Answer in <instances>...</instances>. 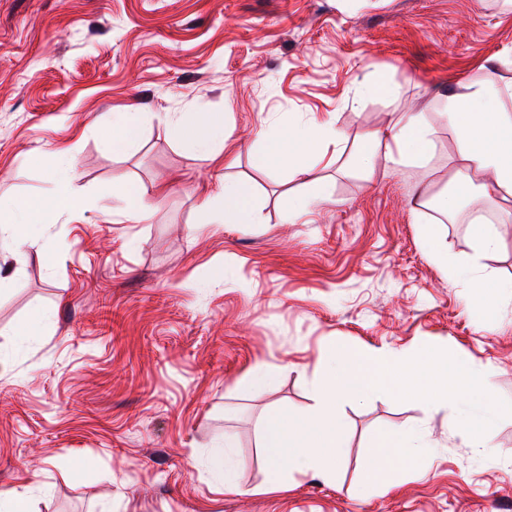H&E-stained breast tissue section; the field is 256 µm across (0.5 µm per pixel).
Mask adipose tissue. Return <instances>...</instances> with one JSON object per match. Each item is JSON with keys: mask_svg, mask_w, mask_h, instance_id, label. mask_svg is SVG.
<instances>
[{"mask_svg": "<svg viewBox=\"0 0 512 512\" xmlns=\"http://www.w3.org/2000/svg\"><path fill=\"white\" fill-rule=\"evenodd\" d=\"M512 84H502L492 75L475 77L452 91H433L426 105L395 113L386 130L365 132V145L356 157V168L364 178H372L377 168L390 172L416 168L431 171L437 154L440 128H448L456 140V154L449 167L465 173L477 199L494 201L512 197ZM144 115L133 109L113 113L108 123L113 154L134 151L141 137ZM172 136L211 158H223L233 166V155L221 152L224 143V115L220 112L186 113L171 121ZM343 134L334 122L312 117L300 124L280 127L265 135L264 145L253 157L260 168L284 167L290 177L308 179L305 193L288 197V220L296 222L312 208L328 200L324 184L309 180L314 163L325 161L328 150L340 146ZM56 196L46 205H36L8 194H0V236L11 239L15 248L38 246L37 236L26 232L29 224H53L79 202L71 193L75 168L70 154H57L53 163ZM203 206L211 224H251L255 201L242 181L225 178L217 197H204ZM390 466L370 465L369 484L385 487L391 468L410 473L423 471L432 447L417 431L398 433L387 442Z\"/></svg>", "mask_w": 512, "mask_h": 512, "instance_id": "adipose-tissue-1", "label": "adipose tissue"}]
</instances>
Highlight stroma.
Here are the masks:
<instances>
[{"label":"stroma","instance_id":"obj_1","mask_svg":"<svg viewBox=\"0 0 512 512\" xmlns=\"http://www.w3.org/2000/svg\"><path fill=\"white\" fill-rule=\"evenodd\" d=\"M512 55V0H0V189L51 202V162L73 155L84 206L42 229V250L0 245V491L39 473L35 512H512V416L476 453L455 403L431 408L383 392L342 399L346 450L335 482L293 473L263 487L257 422L310 402L328 350L442 344L512 402V224L483 265L493 280L450 285L421 248L410 197L451 186L456 143L438 135L430 176L376 170L371 181L317 165L330 200L294 224L287 170L260 169L261 126L317 116L345 134L344 155L392 113ZM397 94L358 104L355 81ZM145 112L138 148L113 154L101 130ZM184 112H221L232 167L169 135ZM246 181L254 224H208L203 191ZM152 192L145 222L116 224L112 191ZM466 205L440 233L450 256L476 253ZM45 315L33 335L18 326ZM278 374L269 389L246 378ZM406 429L433 446L427 472L395 473L362 493L378 443ZM236 439L238 491L216 494L206 458Z\"/></svg>","mask_w":512,"mask_h":512}]
</instances>
